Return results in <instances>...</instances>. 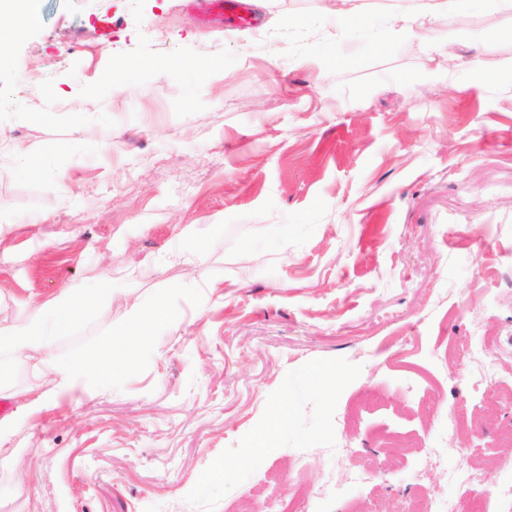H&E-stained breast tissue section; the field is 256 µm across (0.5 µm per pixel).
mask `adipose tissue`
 <instances>
[{
    "mask_svg": "<svg viewBox=\"0 0 512 512\" xmlns=\"http://www.w3.org/2000/svg\"><path fill=\"white\" fill-rule=\"evenodd\" d=\"M462 0H393L384 14V21L395 35L410 36L415 30L439 16L460 8ZM102 298L77 292L62 291L53 302L52 319L38 328L20 326L0 330V350L33 359L34 383L26 392L22 412L40 410L49 394H60L74 388L77 378L85 370L112 371L123 363L131 352L149 339L151 326L163 318V308L151 312L132 309L124 330L110 336L101 353L83 356L68 363L58 361L53 352V338L69 330L91 308L101 304Z\"/></svg>",
    "mask_w": 512,
    "mask_h": 512,
    "instance_id": "adipose-tissue-1",
    "label": "adipose tissue"
}]
</instances>
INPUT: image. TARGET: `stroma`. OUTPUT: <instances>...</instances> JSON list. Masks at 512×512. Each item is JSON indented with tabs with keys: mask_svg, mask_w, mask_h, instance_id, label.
Listing matches in <instances>:
<instances>
[{
	"mask_svg": "<svg viewBox=\"0 0 512 512\" xmlns=\"http://www.w3.org/2000/svg\"><path fill=\"white\" fill-rule=\"evenodd\" d=\"M388 3L342 22V0H271L261 27L218 33L178 0H38L0 66V130L42 171L0 158V328L67 288L105 295L55 337L67 362L132 308L168 316L32 415L29 363L0 359V512H273L280 478L303 492L361 467L316 512L436 494L503 512L512 11L467 0L438 46L393 38ZM475 352L494 386L466 383ZM468 458L472 490L453 480Z\"/></svg>",
	"mask_w": 512,
	"mask_h": 512,
	"instance_id": "obj_1",
	"label": "stroma"
}]
</instances>
